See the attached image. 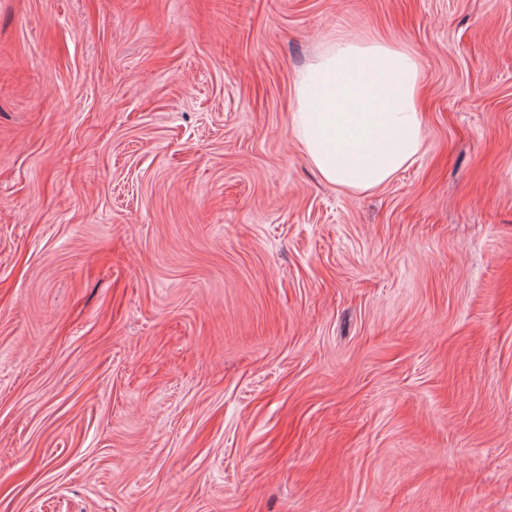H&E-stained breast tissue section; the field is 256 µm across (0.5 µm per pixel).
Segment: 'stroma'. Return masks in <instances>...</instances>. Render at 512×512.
Segmentation results:
<instances>
[{
    "mask_svg": "<svg viewBox=\"0 0 512 512\" xmlns=\"http://www.w3.org/2000/svg\"><path fill=\"white\" fill-rule=\"evenodd\" d=\"M374 34L352 192L295 80ZM0 512H512V0H0ZM422 86L420 61L402 44L336 37L297 77V140L328 182L378 187L424 148Z\"/></svg>",
    "mask_w": 512,
    "mask_h": 512,
    "instance_id": "stroma-1",
    "label": "stroma"
}]
</instances>
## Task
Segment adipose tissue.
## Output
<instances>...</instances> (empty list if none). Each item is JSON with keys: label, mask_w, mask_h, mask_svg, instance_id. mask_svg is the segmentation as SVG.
Listing matches in <instances>:
<instances>
[{"label": "adipose tissue", "mask_w": 512, "mask_h": 512, "mask_svg": "<svg viewBox=\"0 0 512 512\" xmlns=\"http://www.w3.org/2000/svg\"><path fill=\"white\" fill-rule=\"evenodd\" d=\"M422 86L420 61L402 44L337 37L297 77V140L328 182L378 187L424 148Z\"/></svg>", "instance_id": "adipose-tissue-1"}]
</instances>
